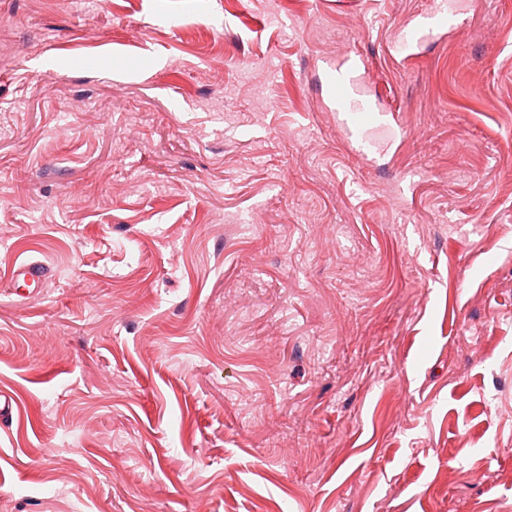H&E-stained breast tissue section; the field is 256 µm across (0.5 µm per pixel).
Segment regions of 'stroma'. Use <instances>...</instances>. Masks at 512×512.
<instances>
[{
	"instance_id": "stroma-1",
	"label": "stroma",
	"mask_w": 512,
	"mask_h": 512,
	"mask_svg": "<svg viewBox=\"0 0 512 512\" xmlns=\"http://www.w3.org/2000/svg\"><path fill=\"white\" fill-rule=\"evenodd\" d=\"M427 5L0 0V512H512V0ZM427 12L412 15L398 29L395 39L388 43L389 54L403 56L418 48L430 35L454 27L468 12V1L433 0ZM330 76L335 84L327 100L328 110L336 112L339 130L349 147L363 152L365 129L389 126V116L395 120L399 107L394 100L370 97L368 89L377 79L376 69L365 55H347L336 61V65L331 66ZM47 270L38 262H28L21 265L13 274V278L19 286L33 292L36 288H42L46 279ZM28 288H33L30 291Z\"/></svg>"
}]
</instances>
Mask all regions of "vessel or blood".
Instances as JSON below:
<instances>
[{"mask_svg": "<svg viewBox=\"0 0 512 512\" xmlns=\"http://www.w3.org/2000/svg\"><path fill=\"white\" fill-rule=\"evenodd\" d=\"M468 12L466 0H432L429 11L412 15L387 45L390 54L404 55L418 48L430 35L454 27ZM334 87L328 97V109L338 117V127L352 150H363L367 127H385L398 106L385 98H371L368 89L376 80V69L369 57L346 56L331 68ZM45 267L37 262L21 265L13 274L20 287L41 288Z\"/></svg>", "mask_w": 512, "mask_h": 512, "instance_id": "vessel-or-blood-1", "label": "vessel or blood"}]
</instances>
